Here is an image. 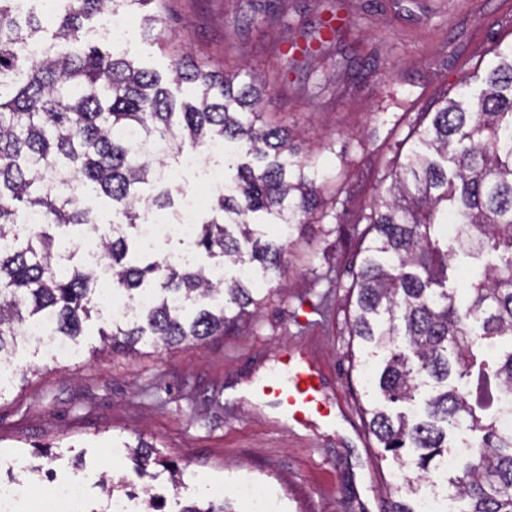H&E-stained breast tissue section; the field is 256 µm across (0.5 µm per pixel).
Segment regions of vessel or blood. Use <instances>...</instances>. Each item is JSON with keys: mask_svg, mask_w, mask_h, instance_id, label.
Masks as SVG:
<instances>
[{"mask_svg": "<svg viewBox=\"0 0 512 512\" xmlns=\"http://www.w3.org/2000/svg\"><path fill=\"white\" fill-rule=\"evenodd\" d=\"M279 363L275 373L246 387L244 400L264 402L296 429L319 422L341 427L339 415L324 399L320 372L291 351L283 353Z\"/></svg>", "mask_w": 512, "mask_h": 512, "instance_id": "1", "label": "vessel or blood"}]
</instances>
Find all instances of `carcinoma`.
I'll list each match as a JSON object with an SVG mask.
<instances>
[{
  "label": "carcinoma",
  "instance_id": "carcinoma-1",
  "mask_svg": "<svg viewBox=\"0 0 512 512\" xmlns=\"http://www.w3.org/2000/svg\"><path fill=\"white\" fill-rule=\"evenodd\" d=\"M0 0V365L21 348L42 349L24 327L42 323L60 341L77 342L84 323L102 326V347L129 351L190 347L242 317L259 313L261 284L280 276L294 234L318 207L326 170L298 156L288 131L267 122L262 88L249 70L226 75L188 55L172 63V81L191 88L178 101L161 76L136 67L125 53L102 50L84 22L114 9L140 13L154 36L156 0H58L51 18L33 8L19 14ZM314 58L307 43L291 45ZM480 78L462 83L430 122L400 141L391 182L370 208L350 314V333L380 356L371 383L395 411L364 409L381 448L407 468L388 488L400 498L441 469L448 430L473 437L462 467L447 482L461 512H512V432L498 411L477 398L494 383L512 402V44ZM407 108L388 85L378 111ZM224 143V191L213 194L194 225L197 259L168 261L141 251L142 216L174 205L179 189L158 177L164 163L145 145L159 142L181 162L185 147ZM112 201L118 221L103 237L112 289L135 304L132 315L104 313L99 277L77 257L55 248L48 229L72 236L97 229L87 201ZM458 229L448 236V225ZM463 258L464 291L449 286ZM147 474L161 451L132 447ZM178 512H235L229 499Z\"/></svg>",
  "mask_w": 512,
  "mask_h": 512
}]
</instances>
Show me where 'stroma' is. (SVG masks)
I'll list each match as a JSON object with an SVG mask.
<instances>
[{
	"instance_id": "obj_1",
	"label": "stroma",
	"mask_w": 512,
	"mask_h": 512,
	"mask_svg": "<svg viewBox=\"0 0 512 512\" xmlns=\"http://www.w3.org/2000/svg\"><path fill=\"white\" fill-rule=\"evenodd\" d=\"M270 13L279 26L261 25ZM161 15V43L133 37L121 50L162 75L185 50L211 69L260 75L264 112L287 128L301 156L333 171L324 216L288 248L261 313L223 335L94 356L100 341L92 321L74 354L19 351L14 384L0 397V480L24 477L34 464L71 479L73 456L33 454L59 443L84 453L87 503L103 501L102 475L139 492L147 481L127 447L142 439L182 474L177 488L167 474L155 480L162 512L205 504L209 482L223 483L236 512L255 508L244 485L259 489L274 512H388L383 488L399 478V466L372 435L296 430L237 394L275 372L288 348L322 372L333 405L357 414L372 402L363 348L349 333L365 217L388 185L386 163L408 124L454 97L462 78L484 73L497 46L512 43V0H163ZM328 20L335 35L324 28ZM294 43L321 45L315 67L324 87L300 68L280 79ZM391 80L408 94L407 114L376 109Z\"/></svg>"
}]
</instances>
